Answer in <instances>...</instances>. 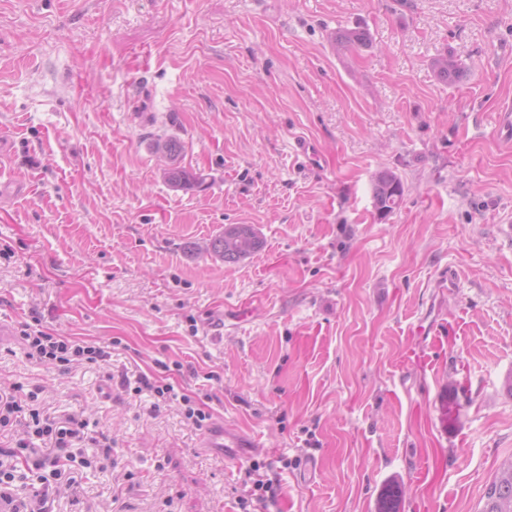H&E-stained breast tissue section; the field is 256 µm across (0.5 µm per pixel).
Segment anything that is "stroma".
<instances>
[{
	"label": "stroma",
	"instance_id": "obj_1",
	"mask_svg": "<svg viewBox=\"0 0 512 512\" xmlns=\"http://www.w3.org/2000/svg\"><path fill=\"white\" fill-rule=\"evenodd\" d=\"M508 103L512 0H0V386L88 420L84 457L112 441L57 512H377L393 482L400 512H478L512 456ZM171 135L202 187L165 179ZM228 224L261 249L208 253ZM33 322L112 358L31 363ZM142 373L259 447H200ZM404 194L400 178L389 170L379 171L373 179V198L381 216L393 213L399 206Z\"/></svg>",
	"mask_w": 512,
	"mask_h": 512
}]
</instances>
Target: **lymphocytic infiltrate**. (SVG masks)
Instances as JSON below:
<instances>
[{"label": "lymphocytic infiltrate", "mask_w": 512, "mask_h": 512, "mask_svg": "<svg viewBox=\"0 0 512 512\" xmlns=\"http://www.w3.org/2000/svg\"><path fill=\"white\" fill-rule=\"evenodd\" d=\"M20 339L29 359L69 370L86 362L110 360L111 353L96 343L55 336L24 327ZM37 393L18 400L14 390L0 388V433L9 434L10 446L0 448V506L7 512H54L61 493L77 492L78 468L92 467L77 458L74 447L85 439L86 423L78 417L53 416L41 411ZM38 484L31 497H22L18 484L24 478Z\"/></svg>", "instance_id": "lymphocytic-infiltrate-1"}]
</instances>
